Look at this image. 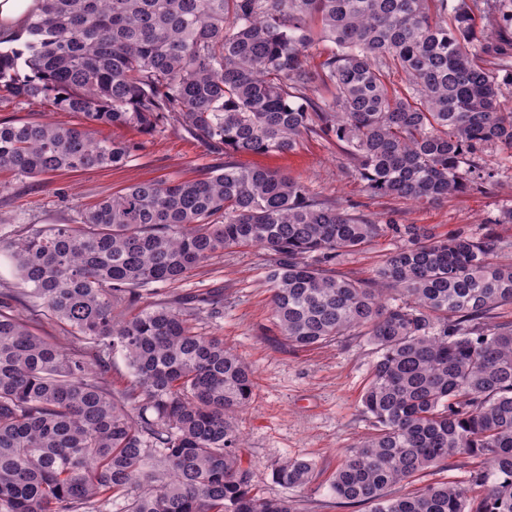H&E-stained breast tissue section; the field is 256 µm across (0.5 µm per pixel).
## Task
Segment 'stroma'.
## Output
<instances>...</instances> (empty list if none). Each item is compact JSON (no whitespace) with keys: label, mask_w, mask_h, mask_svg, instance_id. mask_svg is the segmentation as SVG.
<instances>
[{"label":"stroma","mask_w":512,"mask_h":512,"mask_svg":"<svg viewBox=\"0 0 512 512\" xmlns=\"http://www.w3.org/2000/svg\"><path fill=\"white\" fill-rule=\"evenodd\" d=\"M0 118L19 121L52 119L79 126L83 117L60 112L50 104L0 100ZM138 155L122 168L62 173L49 178L15 179L0 191V240L10 241L24 228L51 229L77 223L80 210L126 185L151 178H192L221 163L202 142L182 130L169 128L147 136ZM498 164L493 183L452 199L407 202L365 192L347 156L332 144L312 140L284 156L241 155L238 163L277 169L304 182L312 192L336 200L352 212L380 219L392 216L401 224H429L440 233L458 231L480 235L495 224L504 243L500 260L512 262V224L500 223L512 208V159L498 148L487 151ZM397 240L383 238L364 250L340 256L338 272L373 277ZM268 256L250 247L227 252L193 271L177 286L157 285L159 298L172 300L188 292L220 289L224 316L212 319L198 311L196 324L205 333L223 337L226 347L242 356L254 371V397L238 417L255 484L266 496H291L275 479L287 459L303 458L315 466V479L305 498L307 512H368L340 506L329 490L330 479L343 453L372 433L361 398L377 353L361 339L344 338L308 350L290 345L270 318L271 290L266 283Z\"/></svg>","instance_id":"1"}]
</instances>
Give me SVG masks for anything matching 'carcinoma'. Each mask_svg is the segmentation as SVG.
Here are the masks:
<instances>
[{"instance_id":"1","label":"carcinoma","mask_w":512,"mask_h":512,"mask_svg":"<svg viewBox=\"0 0 512 512\" xmlns=\"http://www.w3.org/2000/svg\"><path fill=\"white\" fill-rule=\"evenodd\" d=\"M509 29L512 0H42L25 39L0 42V97L49 100L85 125L0 120V173L126 166L142 143L99 140L102 125L177 126L224 164L136 181L77 224L0 248L29 287L0 289V512H302L295 497L259 495L243 463L236 417L253 370L194 324L202 306L224 314L219 297L154 299L152 285L247 247L269 256L271 316L292 346L355 336L378 354L362 396L374 432L341 458L335 498L369 512H512L500 237L373 220L232 160L321 139L373 196L436 201L491 183L484 150L512 158ZM387 237L403 244L373 278L336 271L340 253ZM455 467L465 484L407 489ZM313 478L305 459L276 471L299 491Z\"/></svg>"}]
</instances>
